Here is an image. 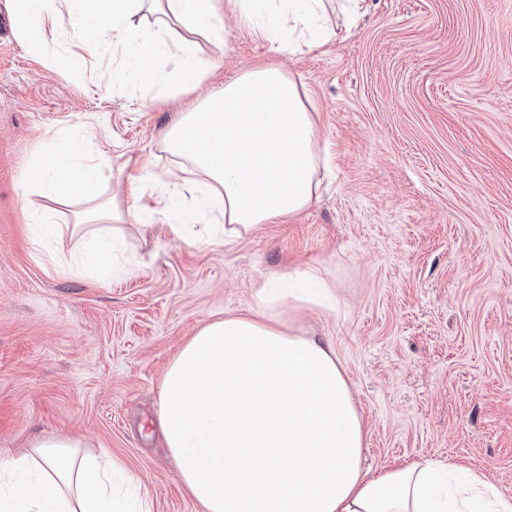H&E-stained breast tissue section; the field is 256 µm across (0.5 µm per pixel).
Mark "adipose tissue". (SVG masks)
<instances>
[{"label":"adipose tissue","mask_w":512,"mask_h":512,"mask_svg":"<svg viewBox=\"0 0 512 512\" xmlns=\"http://www.w3.org/2000/svg\"><path fill=\"white\" fill-rule=\"evenodd\" d=\"M16 34L42 53L58 33L87 50L113 34L131 46L125 76L151 86L159 62L179 52L177 86L192 90L203 63L192 34L222 40L219 21L231 11L238 30L281 45L332 35L325 0H12ZM186 37L173 39L175 28ZM319 130L296 81L277 65L254 68L182 113L163 139L174 157L168 183L192 207L167 204L172 229L210 219L214 239L238 237L317 198L322 183ZM139 165L128 154L105 166L76 140L61 137L36 153L27 193L44 204L31 224L51 223L54 207L70 206L72 233L95 237L94 261L112 263V238L125 226L148 232L152 211L125 185ZM111 191H103V178ZM293 270L277 297L257 292V307L201 327L165 370L156 421L177 476L202 512H512L470 469L432 462L364 472V426L344 369L331 347L289 334L271 308L294 298L293 283L312 279ZM0 512H152L146 489L122 460L90 453L77 437L49 436L0 453Z\"/></svg>","instance_id":"1"}]
</instances>
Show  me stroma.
I'll return each mask as SVG.
<instances>
[{"label":"stroma","mask_w":512,"mask_h":512,"mask_svg":"<svg viewBox=\"0 0 512 512\" xmlns=\"http://www.w3.org/2000/svg\"><path fill=\"white\" fill-rule=\"evenodd\" d=\"M319 49L200 41V92L279 64L311 102L330 176L307 209L235 239L190 243L157 217L104 277L54 271L25 227V164L72 132L104 160L164 176L161 136L198 92L176 57L141 89L106 84L109 47L76 66L0 28V450L49 435L122 458L153 512H200L154 422L157 388L206 322L311 269L336 308L291 303L290 333L330 343L364 421V467L422 460L484 474L512 497V0H365Z\"/></svg>","instance_id":"35a3bbf8"}]
</instances>
